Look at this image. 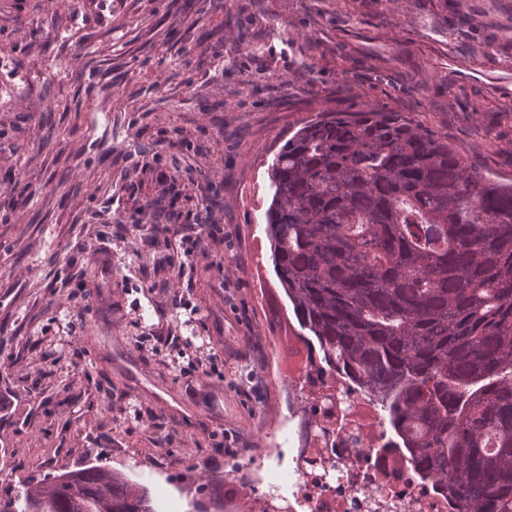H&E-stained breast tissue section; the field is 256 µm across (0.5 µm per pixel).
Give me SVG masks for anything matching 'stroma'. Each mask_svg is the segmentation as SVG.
I'll return each instance as SVG.
<instances>
[{
  "mask_svg": "<svg viewBox=\"0 0 512 512\" xmlns=\"http://www.w3.org/2000/svg\"><path fill=\"white\" fill-rule=\"evenodd\" d=\"M378 107L512 181V0H0V485L99 460L180 497L304 405L268 259L267 167L317 113ZM210 207L180 273L142 204ZM104 237L87 257L81 244ZM83 292L62 357L60 287ZM192 318L216 358L170 373L137 339Z\"/></svg>",
  "mask_w": 512,
  "mask_h": 512,
  "instance_id": "1",
  "label": "stroma"
}]
</instances>
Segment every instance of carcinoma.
Returning a JSON list of instances; mask_svg holds the SVG:
<instances>
[{
  "instance_id": "carcinoma-1",
  "label": "carcinoma",
  "mask_w": 512,
  "mask_h": 512,
  "mask_svg": "<svg viewBox=\"0 0 512 512\" xmlns=\"http://www.w3.org/2000/svg\"><path fill=\"white\" fill-rule=\"evenodd\" d=\"M298 340L380 407L459 512H512V184L399 112H323L268 170ZM0 512H155L106 465L0 489Z\"/></svg>"
}]
</instances>
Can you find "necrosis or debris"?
Segmentation results:
<instances>
[{
    "instance_id": "1",
    "label": "necrosis or debris",
    "mask_w": 512,
    "mask_h": 512,
    "mask_svg": "<svg viewBox=\"0 0 512 512\" xmlns=\"http://www.w3.org/2000/svg\"><path fill=\"white\" fill-rule=\"evenodd\" d=\"M289 381L308 412L294 434L269 440L241 463L248 485L224 512H458L456 502L415 477L409 456L390 447L370 399L353 393L328 408L322 394L344 379L303 357Z\"/></svg>"
}]
</instances>
